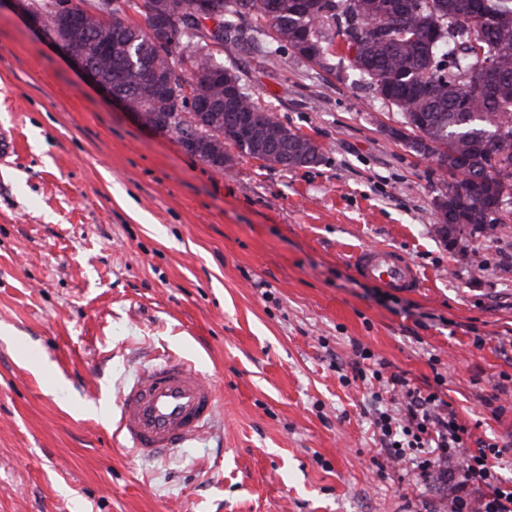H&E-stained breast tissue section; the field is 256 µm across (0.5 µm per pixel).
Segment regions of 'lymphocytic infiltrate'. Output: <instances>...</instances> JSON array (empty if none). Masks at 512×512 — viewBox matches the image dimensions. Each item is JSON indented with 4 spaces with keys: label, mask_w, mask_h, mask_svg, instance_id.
Here are the masks:
<instances>
[{
    "label": "lymphocytic infiltrate",
    "mask_w": 512,
    "mask_h": 512,
    "mask_svg": "<svg viewBox=\"0 0 512 512\" xmlns=\"http://www.w3.org/2000/svg\"><path fill=\"white\" fill-rule=\"evenodd\" d=\"M389 382V394L375 392L371 399L381 406L374 424L393 464L425 474L456 460L461 487L477 490L480 496L471 504L458 500L453 512H512V485H502L496 474L503 448L495 443L469 448L456 412L442 409L435 394H422L396 376Z\"/></svg>",
    "instance_id": "1"
}]
</instances>
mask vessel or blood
I'll return each instance as SVG.
<instances>
[{
    "mask_svg": "<svg viewBox=\"0 0 512 512\" xmlns=\"http://www.w3.org/2000/svg\"><path fill=\"white\" fill-rule=\"evenodd\" d=\"M354 273L388 291L422 286L416 267L400 252L367 247L351 259ZM216 388L195 365L168 358L145 370L120 394L116 433L143 457H155L200 440L215 416Z\"/></svg>",
    "mask_w": 512,
    "mask_h": 512,
    "instance_id": "b4317fda",
    "label": "vessel or blood"
}]
</instances>
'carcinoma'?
<instances>
[{"mask_svg":"<svg viewBox=\"0 0 512 512\" xmlns=\"http://www.w3.org/2000/svg\"><path fill=\"white\" fill-rule=\"evenodd\" d=\"M160 0H123L112 9V25L94 19L73 35L76 49L95 52L108 35L112 58L101 61L112 87L129 96L133 106L144 107L162 132H174L179 141L193 138L212 148L229 143L238 155L269 161L254 149L251 137H228L224 118L200 116L195 102L224 98V82L212 75L224 68L211 53L194 52L173 58V48L189 39L187 28H198L196 0H167L179 25L168 47L151 42L144 26L131 21L127 10L145 16ZM224 24L220 46L227 51L241 41L240 20L265 21L266 36L278 46L298 50L297 36L311 32L320 45L316 64L332 69L336 37H344L352 23L362 24L351 67L368 81L376 95L394 106L408 134L410 149L428 143L446 165L445 191L433 203L435 232L448 238V225L465 216L470 236L507 224L492 205L498 198L512 201V0H317L310 15L302 0H209ZM499 59L493 75L478 69L481 55ZM171 71L173 85L163 92L147 86L146 64ZM236 112L259 117L258 132L279 137L282 150L299 140L295 131L252 96L241 92ZM322 150L298 155L287 168L320 164ZM465 161L466 177L454 171Z\"/></svg>","mask_w":512,"mask_h":512,"instance_id":"cac0c4a2","label":"carcinoma"}]
</instances>
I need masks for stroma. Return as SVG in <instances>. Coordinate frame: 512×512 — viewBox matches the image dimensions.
I'll return each mask as SVG.
<instances>
[{"label":"stroma","mask_w":512,"mask_h":512,"mask_svg":"<svg viewBox=\"0 0 512 512\" xmlns=\"http://www.w3.org/2000/svg\"><path fill=\"white\" fill-rule=\"evenodd\" d=\"M223 62L318 142L284 170L222 173L112 105L0 0V512H449L452 484L392 469L355 344L437 393L472 440L512 441V233L451 246L444 187L347 58L325 70L242 21ZM402 252L416 293L358 278ZM196 365L218 414L154 459L109 426L158 358ZM353 272L360 278L395 293L413 292L422 287L416 267L400 252L386 247H367L351 259Z\"/></svg>","instance_id":"1"}]
</instances>
